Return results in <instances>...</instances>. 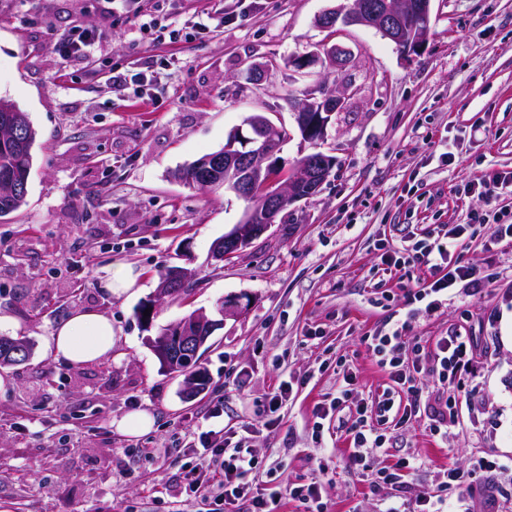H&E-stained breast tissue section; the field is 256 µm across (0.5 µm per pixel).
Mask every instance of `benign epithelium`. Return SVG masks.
Segmentation results:
<instances>
[{"mask_svg": "<svg viewBox=\"0 0 512 512\" xmlns=\"http://www.w3.org/2000/svg\"><path fill=\"white\" fill-rule=\"evenodd\" d=\"M432 0H355L350 7L340 4L316 19V24L330 33L341 34L349 26L370 27L395 44L406 57L422 52L426 42L425 25L430 20ZM351 50L327 42L312 47L307 53L288 58L287 64L303 73L317 66L330 64L341 71L352 62ZM359 91L355 81L344 75L329 89L317 83L304 98L291 102V108L301 140L314 144L324 141L332 115L346 109L349 100ZM246 129L229 133L220 154L196 162V170L204 175L224 169L222 187L238 196H252L256 187L269 193L252 202L232 229L217 239L211 256L222 261L250 247L276 223L278 215L296 201L315 195L332 172L336 158L322 152L302 156L289 168L278 158L281 145L291 138L289 130L273 123L265 114L255 113L245 121ZM190 271L175 267L163 277L157 297H171L175 289L191 279ZM246 309L243 297L224 298L220 318L204 312L186 316L167 326L163 339L150 345L160 369L182 378L181 394L185 399L198 395L203 371L195 367L180 371L182 355L198 354L209 337L222 328L227 320L239 317Z\"/></svg>", "mask_w": 512, "mask_h": 512, "instance_id": "benign-epithelium-1", "label": "benign epithelium"}]
</instances>
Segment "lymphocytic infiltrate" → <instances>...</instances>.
Instances as JSON below:
<instances>
[{"label":"lymphocytic infiltrate","mask_w":512,"mask_h":512,"mask_svg":"<svg viewBox=\"0 0 512 512\" xmlns=\"http://www.w3.org/2000/svg\"><path fill=\"white\" fill-rule=\"evenodd\" d=\"M101 10L113 22L125 23L137 18L138 30L144 36L169 35L170 39L194 38L207 33L208 23L187 21L160 23L157 18L141 13L138 0H97ZM488 225L495 238H512V215L503 212H476L470 224L453 228L439 225L422 233H409L399 244L383 247L381 261L388 269L403 276L400 288L404 293L406 312L403 318L388 330L366 337L365 342L376 365L389 379L378 397L375 408L364 403H351L352 378H344L329 405L314 410L315 435H322L324 422L343 405L354 409L346 421L350 438L346 466L349 470L369 476L372 493H388L391 504L386 512H443L449 496L457 500L469 497L473 490L472 475L496 470L494 458L481 457L468 468L451 467L443 472L434 495L406 499V478L422 467V459L403 458L390 465H379L378 459L387 450V430L390 424H407L420 417L427 418L431 435L444 436L449 425L455 424L457 396L449 394L437 404H429L423 397L420 376L433 370L438 383L446 389L458 384L462 376L478 375L480 363L476 359L477 345L472 337L453 331L438 337L434 344L424 345L421 337L411 335V323L418 316L439 311L448 301L455 284L468 281L472 290L485 285L483 276L470 266L461 265L454 254L468 237L471 224ZM422 271V279L408 282L412 270ZM404 399L403 408H396L397 399ZM191 457L182 466V480L187 496L210 503L209 512H226L228 506L242 499H250L251 512H278L282 497L301 502L305 512H329L320 490L311 484L288 482L284 489L250 493L239 483L241 477H262L263 462L249 448L245 438L236 437L225 429L200 432L196 445L190 446Z\"/></svg>","instance_id":"1"}]
</instances>
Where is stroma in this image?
Returning <instances> with one entry per match:
<instances>
[{"mask_svg":"<svg viewBox=\"0 0 512 512\" xmlns=\"http://www.w3.org/2000/svg\"><path fill=\"white\" fill-rule=\"evenodd\" d=\"M228 4L247 20L172 43L112 25L96 0H0V98L37 131L27 203L0 218V335L32 345L28 361L0 368V512H164L144 486L178 484L190 430L207 427L217 403L224 426L247 429L281 479L320 485L331 512H385L365 477L346 468L338 419L313 439V410L335 396L344 368L366 404L388 382L365 343L404 313L382 244L468 223L481 209L512 212V195L467 191L482 175L512 172V0H434L425 46L412 57L375 29L345 28L338 42L354 53L360 91L321 146L336 158L333 172L250 248L217 263L211 247L247 200L170 173L223 148L252 113L294 127L290 102L314 80L284 61L324 38L315 19L337 0H140L143 12L185 20ZM77 26L96 31L97 51L59 56L54 41ZM245 56L260 65V81L241 66ZM147 65L157 73L148 89L113 85V67ZM458 255L487 276L485 288L459 291L411 333L473 337L481 372L459 382V423L447 439L420 419L392 430L388 455L425 460L408 477L414 495L435 493L448 466L492 455L499 470L478 477L469 507L512 512V343L503 338L512 241L491 242L478 224ZM119 265L138 272L135 295L102 290ZM172 265L192 270L189 292L159 301L144 326L138 309ZM240 294L248 310L215 331L201 357L209 390L184 400L149 339L191 313L216 316L224 298ZM84 307L111 318L119 335L111 357L54 358L46 338ZM292 373L311 379L283 419L263 414L268 393ZM136 410L151 415L150 430L121 432L118 422Z\"/></svg>","mask_w":512,"mask_h":512,"instance_id":"obj_1","label":"stroma"}]
</instances>
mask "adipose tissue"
<instances>
[{
  "label": "adipose tissue",
  "instance_id": "1",
  "mask_svg": "<svg viewBox=\"0 0 512 512\" xmlns=\"http://www.w3.org/2000/svg\"><path fill=\"white\" fill-rule=\"evenodd\" d=\"M116 341L109 317L94 309H80L55 327L46 347L54 356L83 365L111 356Z\"/></svg>",
  "mask_w": 512,
  "mask_h": 512
}]
</instances>
